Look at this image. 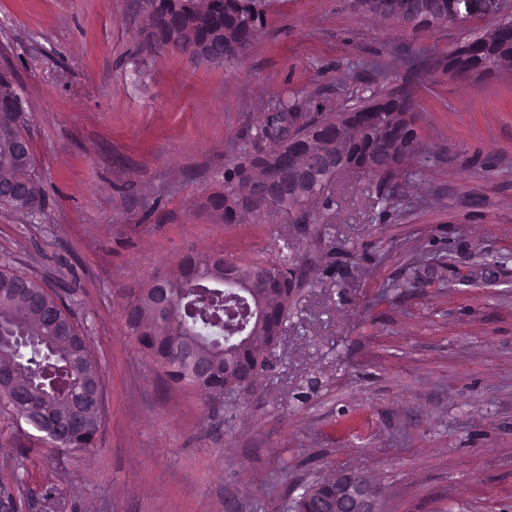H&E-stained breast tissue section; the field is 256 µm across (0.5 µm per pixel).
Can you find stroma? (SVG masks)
<instances>
[{"label":"stroma","instance_id":"stroma-1","mask_svg":"<svg viewBox=\"0 0 512 512\" xmlns=\"http://www.w3.org/2000/svg\"><path fill=\"white\" fill-rule=\"evenodd\" d=\"M491 25L271 0L245 58L208 67L144 50L142 0H0L44 193L38 221L0 204V265L67 301L103 389L85 452L0 410V479L25 512H283L343 471L379 512H512V67L410 72ZM409 81L419 149L387 206L348 182L328 223L271 235L199 210L279 95L334 113ZM294 241L297 305L253 391L172 385L127 335L128 294L187 251L245 262Z\"/></svg>","mask_w":512,"mask_h":512}]
</instances>
